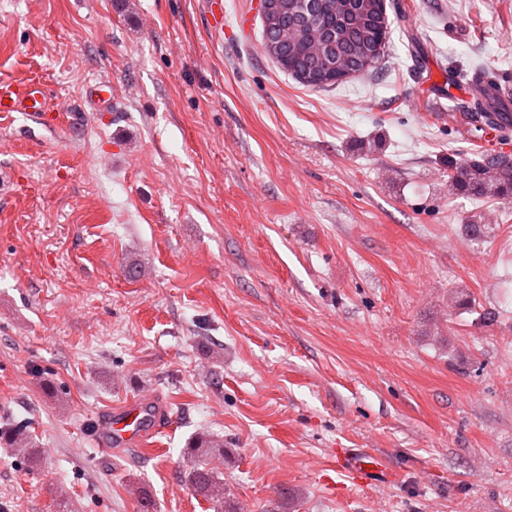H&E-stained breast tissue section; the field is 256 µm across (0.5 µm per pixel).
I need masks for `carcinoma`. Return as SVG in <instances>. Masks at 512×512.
<instances>
[{
    "mask_svg": "<svg viewBox=\"0 0 512 512\" xmlns=\"http://www.w3.org/2000/svg\"><path fill=\"white\" fill-rule=\"evenodd\" d=\"M323 5L306 10L296 4L286 8L281 14V27L292 30L299 36L316 34L325 43L328 53H336L338 48H348L350 41L361 37L375 36V32L362 26L349 28L350 12L336 11L327 7L335 0H321ZM288 58V74L297 79L301 75H309L311 80L305 82L309 87H332L336 82L328 80V75L317 64L315 57L295 54L282 46ZM479 91L481 97L475 103L477 115L483 122L492 124L497 118L512 113L497 95L498 79L486 70L478 69ZM474 190L486 197H509L512 195V157L501 154L477 152L472 157L452 166L448 175V192ZM0 441L5 442L18 455L26 458L30 464L40 463L44 450L37 447L32 437L17 431L0 429ZM189 466L186 479L193 492L223 512L224 482L209 460L224 457V444L219 441L195 438L187 447Z\"/></svg>",
    "mask_w": 512,
    "mask_h": 512,
    "instance_id": "carcinoma-1",
    "label": "carcinoma"
}]
</instances>
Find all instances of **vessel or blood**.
I'll list each match as a JSON object with an SVG mask.
<instances>
[{"instance_id":"vessel-or-blood-1","label":"vessel or blood","mask_w":512,"mask_h":512,"mask_svg":"<svg viewBox=\"0 0 512 512\" xmlns=\"http://www.w3.org/2000/svg\"><path fill=\"white\" fill-rule=\"evenodd\" d=\"M85 98L93 111L108 112L112 109V84L98 79L86 87ZM20 112L32 120L46 123L55 119V108L48 89L38 82L0 84V113ZM148 399L136 398L121 406L110 416L102 436L94 444L103 453H110L120 446L139 450L146 447L160 425L148 415ZM332 464L352 483L367 487L377 479L392 483L393 469L382 459L356 448H337L332 452Z\"/></svg>"}]
</instances>
